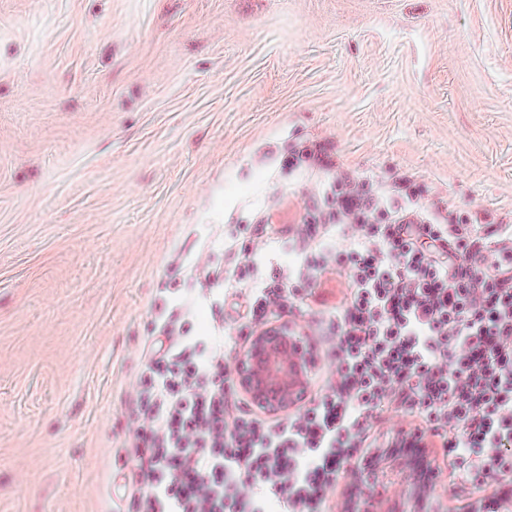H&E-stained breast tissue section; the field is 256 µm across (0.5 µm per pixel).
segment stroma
Returning <instances> with one entry per match:
<instances>
[{"label":"stroma","instance_id":"35a3bbf8","mask_svg":"<svg viewBox=\"0 0 512 512\" xmlns=\"http://www.w3.org/2000/svg\"><path fill=\"white\" fill-rule=\"evenodd\" d=\"M313 140L512 222V0H0V512H122L154 318L255 216L287 262Z\"/></svg>","mask_w":512,"mask_h":512}]
</instances>
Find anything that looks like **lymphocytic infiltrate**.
Returning a JSON list of instances; mask_svg holds the SVG:
<instances>
[{
    "mask_svg": "<svg viewBox=\"0 0 512 512\" xmlns=\"http://www.w3.org/2000/svg\"><path fill=\"white\" fill-rule=\"evenodd\" d=\"M289 166L332 175L334 207L310 208L288 239L292 259L256 276L261 238H228L251 277L208 270L210 293L242 310L255 334L273 307H295L322 276L340 297L327 312L335 370L311 378L306 405L271 417L234 393L239 350L224 327L197 334L181 316L161 318L142 351L134 399L135 465L125 496L137 512H332L350 465L404 446L380 441L388 412L442 439V461L470 494L512 477V228L457 223L420 205L406 178L376 184L336 165L320 144L294 150Z\"/></svg>",
    "mask_w": 512,
    "mask_h": 512,
    "instance_id": "1",
    "label": "lymphocytic infiltrate"
}]
</instances>
